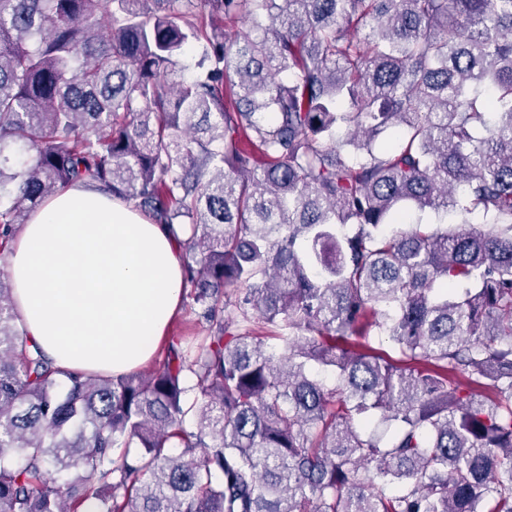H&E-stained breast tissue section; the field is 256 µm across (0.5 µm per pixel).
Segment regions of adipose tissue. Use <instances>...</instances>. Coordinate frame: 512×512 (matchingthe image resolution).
I'll return each instance as SVG.
<instances>
[{"instance_id":"obj_1","label":"adipose tissue","mask_w":512,"mask_h":512,"mask_svg":"<svg viewBox=\"0 0 512 512\" xmlns=\"http://www.w3.org/2000/svg\"><path fill=\"white\" fill-rule=\"evenodd\" d=\"M8 272L28 339L61 369L105 377L154 355L184 288L170 229L82 182L32 212Z\"/></svg>"}]
</instances>
